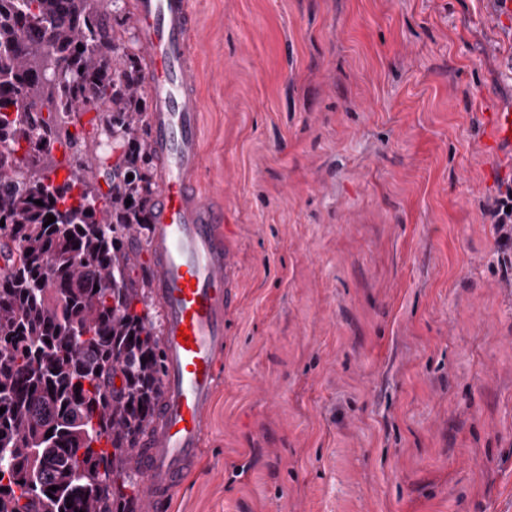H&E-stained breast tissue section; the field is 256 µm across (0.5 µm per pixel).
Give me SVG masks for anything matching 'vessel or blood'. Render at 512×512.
Wrapping results in <instances>:
<instances>
[{
	"instance_id": "1",
	"label": "vessel or blood",
	"mask_w": 512,
	"mask_h": 512,
	"mask_svg": "<svg viewBox=\"0 0 512 512\" xmlns=\"http://www.w3.org/2000/svg\"><path fill=\"white\" fill-rule=\"evenodd\" d=\"M152 108L149 144L159 163L149 226L152 295L162 312L161 399L136 458L144 512H168L196 468L220 384L226 343L229 258L224 210L199 193L203 162L191 0H131ZM192 341L183 345L179 336Z\"/></svg>"
}]
</instances>
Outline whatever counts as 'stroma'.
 <instances>
[{
  "label": "stroma",
  "instance_id": "obj_1",
  "mask_svg": "<svg viewBox=\"0 0 512 512\" xmlns=\"http://www.w3.org/2000/svg\"><path fill=\"white\" fill-rule=\"evenodd\" d=\"M232 336L172 512H512V13L193 0ZM94 105L55 161L112 190ZM512 185L507 187L503 196L494 201L488 209V213L495 224L496 230L501 232L500 241L512 245ZM506 207H510L507 212Z\"/></svg>",
  "mask_w": 512,
  "mask_h": 512
}]
</instances>
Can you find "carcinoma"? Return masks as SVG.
I'll return each mask as SVG.
<instances>
[{"label": "carcinoma", "instance_id": "obj_1", "mask_svg": "<svg viewBox=\"0 0 512 512\" xmlns=\"http://www.w3.org/2000/svg\"><path fill=\"white\" fill-rule=\"evenodd\" d=\"M93 4L0 0V235L16 254L0 275V512H136L133 452L160 400L159 336L125 249L156 187L145 71ZM105 100L123 155L104 200L42 170L46 135Z\"/></svg>", "mask_w": 512, "mask_h": 512}]
</instances>
